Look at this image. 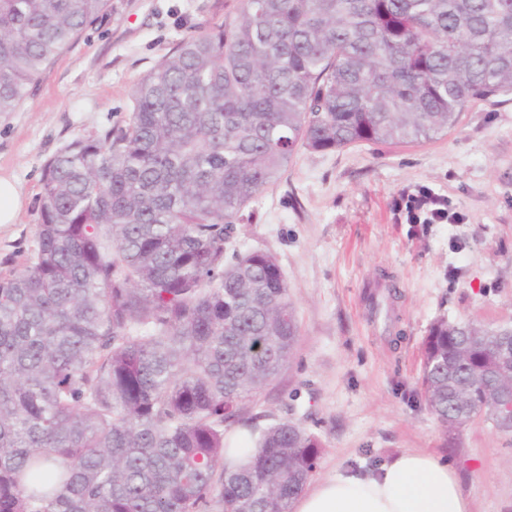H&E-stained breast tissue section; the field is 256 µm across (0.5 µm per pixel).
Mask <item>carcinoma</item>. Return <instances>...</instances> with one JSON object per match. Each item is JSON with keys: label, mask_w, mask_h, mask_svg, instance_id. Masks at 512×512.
Returning a JSON list of instances; mask_svg holds the SVG:
<instances>
[{"label": "carcinoma", "mask_w": 512, "mask_h": 512, "mask_svg": "<svg viewBox=\"0 0 512 512\" xmlns=\"http://www.w3.org/2000/svg\"><path fill=\"white\" fill-rule=\"evenodd\" d=\"M108 0H0V113ZM512 94V0H242L183 37L132 91L124 124L46 163L38 248L0 279V512H289L319 438L226 427L280 374L298 327L266 251L234 221L299 147L408 143ZM507 327L433 322L429 410L490 412L485 345Z\"/></svg>", "instance_id": "obj_1"}]
</instances>
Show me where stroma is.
<instances>
[{
    "instance_id": "obj_1",
    "label": "stroma",
    "mask_w": 512,
    "mask_h": 512,
    "mask_svg": "<svg viewBox=\"0 0 512 512\" xmlns=\"http://www.w3.org/2000/svg\"><path fill=\"white\" fill-rule=\"evenodd\" d=\"M239 6L108 0L20 107L0 113V173L27 198L0 226V277L37 248L46 162L125 119L133 87L177 41ZM421 188L447 199L458 221L407 223L395 201ZM232 245L276 256L299 327L293 357L247 402L245 422L289 420L315 433L312 483L420 452L452 463L470 512H512V435L481 417L443 427L420 385L436 319L512 326V100L471 102L453 129L422 144L299 149L245 209Z\"/></svg>"
}]
</instances>
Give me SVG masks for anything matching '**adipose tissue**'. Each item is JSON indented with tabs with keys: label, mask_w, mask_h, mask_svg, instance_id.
Segmentation results:
<instances>
[{
	"label": "adipose tissue",
	"mask_w": 512,
	"mask_h": 512,
	"mask_svg": "<svg viewBox=\"0 0 512 512\" xmlns=\"http://www.w3.org/2000/svg\"><path fill=\"white\" fill-rule=\"evenodd\" d=\"M292 512H469L448 461L408 452L378 471L339 473L317 483Z\"/></svg>",
	"instance_id": "adipose-tissue-1"
}]
</instances>
